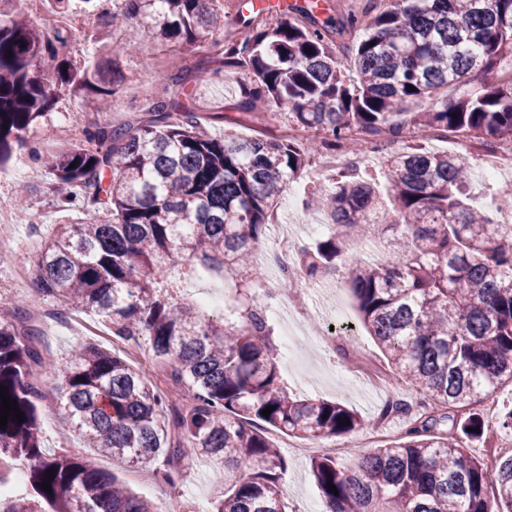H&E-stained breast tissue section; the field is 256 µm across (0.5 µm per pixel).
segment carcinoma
<instances>
[{
  "instance_id": "obj_1",
  "label": "carcinoma",
  "mask_w": 512,
  "mask_h": 512,
  "mask_svg": "<svg viewBox=\"0 0 512 512\" xmlns=\"http://www.w3.org/2000/svg\"><path fill=\"white\" fill-rule=\"evenodd\" d=\"M82 2L105 24L139 19L162 41L210 51L193 72L159 69L161 92L138 120L97 124L57 153L31 151L50 176L55 206L81 213L42 240L35 293L95 314L122 342L148 340L193 403L179 408L126 358L84 341L48 368L61 374L53 385L59 406L94 454L46 452L36 381L44 362L36 334L23 330L29 308L1 304L0 386L23 422L11 415L0 427V458L28 467L34 496L0 502V512H45L46 505L155 512L98 458L150 468L175 487L186 447L216 466L222 491L214 512H282L290 461L266 429L320 440L368 426L337 402L286 390L264 309L248 302L216 321L174 297L177 279L199 268L250 276L268 213L302 178L309 152L346 142L359 153L385 151L387 190L352 167L328 195L307 197L306 207L329 210L337 232L302 248L294 270L306 283L334 273L343 242L351 243L345 285L392 375L416 391L422 409L388 400L382 415L407 417L404 436L367 455L312 459L314 482L333 512H512V455L491 474L459 437L470 428L484 434L476 405L512 384V241L492 210L471 204L461 156L391 149L418 130H467L490 147L512 143V79L499 74L512 58V0H387L380 9L379 0H367L321 21V0H303L286 10L305 22L265 29L254 25L252 0H243L236 22L246 34L228 43L220 39V0ZM349 36L351 43L340 42ZM72 39L70 30L47 32L15 12L13 0H0V165L59 98L95 95L105 107L117 93L119 74L74 62ZM237 69L248 80L236 111L280 109L315 138L211 136L207 126L238 118L195 112L188 85ZM414 99L442 105L404 111ZM376 230L390 248L382 265L358 254ZM450 408L468 411L461 433L434 432ZM47 481L49 493L40 487Z\"/></svg>"
}]
</instances>
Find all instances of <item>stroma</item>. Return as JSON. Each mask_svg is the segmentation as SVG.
Returning <instances> with one entry per match:
<instances>
[{"label": "stroma", "mask_w": 512, "mask_h": 512, "mask_svg": "<svg viewBox=\"0 0 512 512\" xmlns=\"http://www.w3.org/2000/svg\"><path fill=\"white\" fill-rule=\"evenodd\" d=\"M74 17L71 54L80 63H102L114 69L122 78L117 94L112 101V110L100 112L92 99H64L57 103L49 116L50 123L66 122L71 129L70 142L81 139L84 129L101 122L124 124L141 115L160 87L154 79L158 67L172 62L176 67L193 66L198 54H189L173 44H163L153 38L139 22L129 20L120 25L96 29L92 17L83 11L81 0H74L71 7ZM248 74L238 70L225 73L219 80L211 81L199 91L197 107L202 112L228 109L240 99V88ZM241 122L233 127L211 126L212 136L220 138L233 135L240 139L252 138L257 133L287 127L283 114L275 111L244 112ZM40 129H33L23 143L15 145L11 159L0 165V202L16 205L14 188L26 183L31 187L27 211L40 214L41 222L21 224L16 229L17 258L25 263H34L37 246L41 239L50 236L56 225L65 223V216L57 211L51 195L46 189V174L33 162H22V155L28 154L31 147L38 145ZM307 177L288 186L286 204L273 211L267 222L271 231L280 227L292 226L297 234V243L307 244L313 237L305 229L306 223L315 215L314 210L305 208L303 201L312 193L329 192L334 172L322 165L321 153H312L306 167ZM259 305L274 307L287 302L293 310H306L305 337L307 349L312 350L315 361L310 367L289 364L287 358H280L281 374L288 386L311 397L335 400L363 416L381 421L385 428V443L391 444L400 437L406 423L400 417H382L381 411L390 397L401 396L413 399L415 393L404 383L388 382L387 361L376 347L371 336L360 322L355 300L346 288L335 290V296L344 308V314L336 324V345L325 348L319 342L316 315L311 314L313 288L308 284L295 283L289 294H282L281 283L276 273L269 269L260 270L254 283ZM183 296L195 298L202 291L212 293L215 305L208 307V315L220 316L225 307L235 304L236 282L232 278H221L202 271L184 282ZM45 309L50 313L43 323L35 347L43 360L55 361L64 357L72 345L83 341H96L109 348H116L117 342L110 331L98 325L94 316H87L86 328L74 329L70 321L74 310L52 301H45ZM42 416L41 435L44 448L54 452L75 455L85 454L83 442L76 433L70 432L69 423L57 406L54 392H45L38 402ZM321 449H313L309 454H290V469L284 483L285 512H307L309 501L318 499L319 493L312 481L309 463L312 457L321 456ZM185 479L178 488H170L151 478L149 473L130 469L123 463L100 458L101 469L117 474L134 493L147 497L156 503L174 501L179 512H208L210 502L217 491L215 472L209 463L195 461L193 454H186Z\"/></svg>", "instance_id": "stroma-1"}]
</instances>
